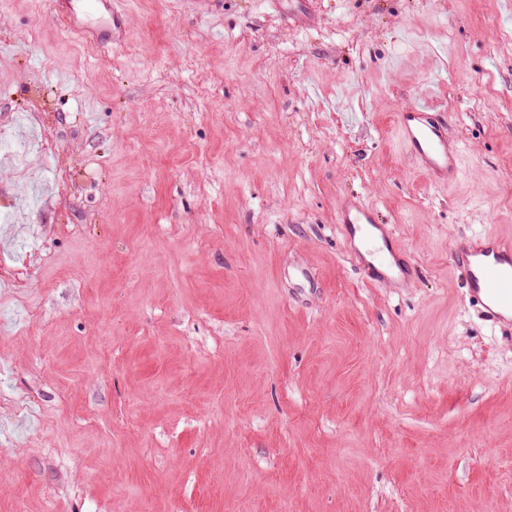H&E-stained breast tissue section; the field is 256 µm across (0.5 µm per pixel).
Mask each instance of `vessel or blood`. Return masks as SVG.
<instances>
[{"label":"vessel or blood","mask_w":512,"mask_h":512,"mask_svg":"<svg viewBox=\"0 0 512 512\" xmlns=\"http://www.w3.org/2000/svg\"><path fill=\"white\" fill-rule=\"evenodd\" d=\"M399 137L408 156L433 185L456 182L462 171L461 150L448 136V118L415 100L396 114ZM337 222L346 241L361 240L368 256L357 263L375 284L414 287L418 271L405 250L395 248L389 225L360 197L343 198ZM449 255L467 284L470 299L494 322L512 324V239L496 235L454 236Z\"/></svg>","instance_id":"obj_1"}]
</instances>
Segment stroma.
<instances>
[{
    "instance_id": "1",
    "label": "stroma",
    "mask_w": 512,
    "mask_h": 512,
    "mask_svg": "<svg viewBox=\"0 0 512 512\" xmlns=\"http://www.w3.org/2000/svg\"><path fill=\"white\" fill-rule=\"evenodd\" d=\"M0 0V512H512V0ZM448 115L434 186L394 116ZM31 120L18 125V113ZM418 269L374 286L340 200ZM73 1L74 0H54L53 3V10L54 12L66 19L69 22L70 30L80 33L86 38H92L96 41H99L101 43H111L112 44V32L100 30L92 25L86 24L84 26H75L72 21V16L74 12L73 7ZM449 255L466 281L470 299L492 321L512 324V239L455 235Z\"/></svg>"
}]
</instances>
